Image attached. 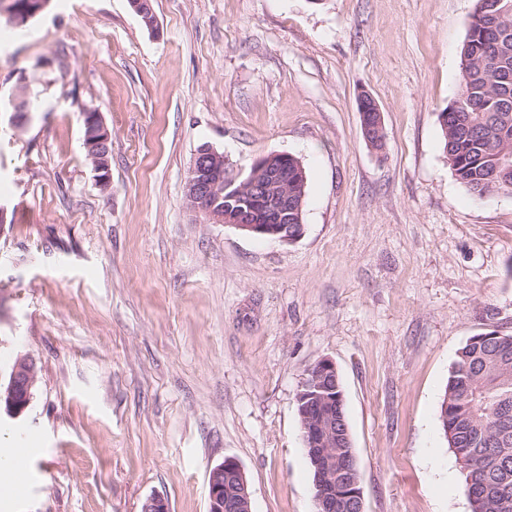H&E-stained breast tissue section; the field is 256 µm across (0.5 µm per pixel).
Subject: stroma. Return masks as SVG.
<instances>
[{
	"mask_svg": "<svg viewBox=\"0 0 512 512\" xmlns=\"http://www.w3.org/2000/svg\"><path fill=\"white\" fill-rule=\"evenodd\" d=\"M476 0H51L0 14V373L39 370L0 444L29 451L0 512H209L235 458L252 512H316L297 393L332 360L364 512H470L440 417L465 342L512 334V198L466 190L443 152ZM26 86L34 111L12 112ZM379 104L383 150L357 95ZM112 133L111 185L81 108ZM245 177L307 172L304 232L209 223L197 146ZM2 1V2H1ZM1 9L4 2H7L4 10L8 13L13 22L26 24L43 13L48 7L50 0H1ZM91 108H84L81 110L82 126H83V147L89 153L91 165L95 173V180L98 186L102 189H108L111 184V170L108 161L109 152L105 149L109 144L110 157L112 159V134L108 127L103 121L102 115L97 110L92 112ZM89 112L91 116L89 118L88 133L85 135L86 119L85 114Z\"/></svg>",
	"mask_w": 512,
	"mask_h": 512,
	"instance_id": "1",
	"label": "stroma"
}]
</instances>
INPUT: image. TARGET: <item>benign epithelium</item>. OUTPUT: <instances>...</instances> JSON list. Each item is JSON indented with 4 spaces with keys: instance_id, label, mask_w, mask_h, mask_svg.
Instances as JSON below:
<instances>
[{
    "instance_id": "1",
    "label": "benign epithelium",
    "mask_w": 512,
    "mask_h": 512,
    "mask_svg": "<svg viewBox=\"0 0 512 512\" xmlns=\"http://www.w3.org/2000/svg\"><path fill=\"white\" fill-rule=\"evenodd\" d=\"M50 0H7L4 10L13 22L26 24L43 13ZM83 147L89 153L96 183L102 189L111 184V170L106 147L112 134L98 111L91 113ZM226 163L224 155L210 145L194 154L185 184L190 209L205 215L212 224H224L255 237L290 243L298 236L290 235L288 226L302 223V207L306 197L307 177L302 162L287 152H273L255 160L249 174L239 179L222 180ZM37 367L33 359H16L7 382L0 383V411L15 418L23 414L33 397ZM304 391L297 402L304 446L312 455L318 472L317 512H335L336 495L348 494L362 502L359 481L350 485L334 484L336 479V422L324 407L343 394L336 391V367L325 359L309 371L302 382ZM208 481L209 512H251V494L244 470L231 457L210 470Z\"/></svg>"
}]
</instances>
